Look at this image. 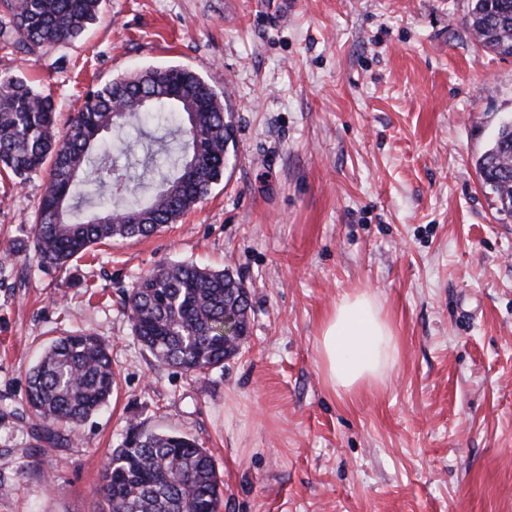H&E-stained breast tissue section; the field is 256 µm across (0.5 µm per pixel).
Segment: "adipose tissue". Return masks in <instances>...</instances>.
Returning a JSON list of instances; mask_svg holds the SVG:
<instances>
[{
    "instance_id": "ef3b65f1",
    "label": "adipose tissue",
    "mask_w": 512,
    "mask_h": 512,
    "mask_svg": "<svg viewBox=\"0 0 512 512\" xmlns=\"http://www.w3.org/2000/svg\"><path fill=\"white\" fill-rule=\"evenodd\" d=\"M397 354L392 326L370 293L343 295L322 322L320 363L335 393L383 380Z\"/></svg>"
}]
</instances>
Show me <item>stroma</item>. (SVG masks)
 <instances>
[{
    "mask_svg": "<svg viewBox=\"0 0 512 512\" xmlns=\"http://www.w3.org/2000/svg\"><path fill=\"white\" fill-rule=\"evenodd\" d=\"M469 0H101L85 37L0 51L67 119L96 85L181 66L223 96L224 179L178 223L38 269L43 176L0 179V512H104L105 458L130 425L189 435L221 512H512V217L476 158L512 117V58L483 52ZM238 274L250 332L209 376L158 363L124 300L159 265ZM381 302L397 340L379 382L335 394L322 320ZM101 336L109 405L68 444L33 430L45 346Z\"/></svg>",
    "mask_w": 512,
    "mask_h": 512,
    "instance_id": "1",
    "label": "stroma"
}]
</instances>
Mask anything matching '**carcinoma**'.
I'll return each instance as SVG.
<instances>
[{
    "label": "carcinoma",
    "instance_id": "carcinoma-1",
    "mask_svg": "<svg viewBox=\"0 0 512 512\" xmlns=\"http://www.w3.org/2000/svg\"><path fill=\"white\" fill-rule=\"evenodd\" d=\"M99 6L100 0H0V50L31 55L75 41L96 21ZM469 30L485 51L512 57V0H470ZM118 103L125 107L121 119L113 112ZM133 121L145 134H166L165 169L149 182L116 167L104 145L105 134ZM231 141L224 101L186 68H152L89 91L62 135L51 96L19 76L0 75V173L22 185L47 169L31 225L35 256L46 269H66L97 245L148 237L175 223L222 179ZM475 166L498 211L512 216V119L499 125ZM87 201L96 213L77 216ZM243 288L226 270L162 265L128 294L134 336L165 365L199 375L222 370L240 347L226 334L225 318L235 316L242 335L249 330ZM115 382L101 337L52 341L27 378L39 437L60 447L62 430L103 407ZM102 481L110 512H219L223 501L215 462L196 440L135 426L107 458Z\"/></svg>",
    "mask_w": 512,
    "mask_h": 512
}]
</instances>
